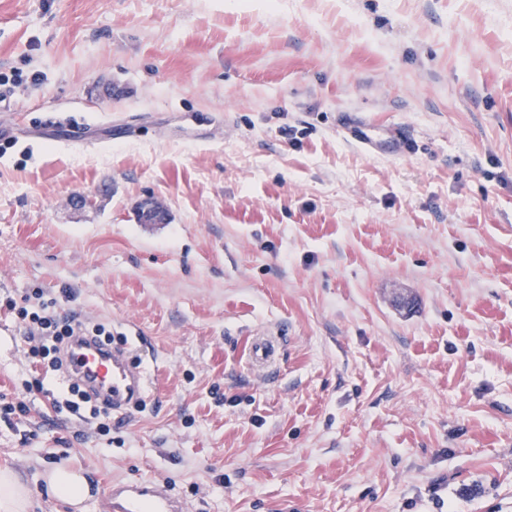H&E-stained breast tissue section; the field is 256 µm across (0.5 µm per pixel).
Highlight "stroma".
Wrapping results in <instances>:
<instances>
[{"mask_svg": "<svg viewBox=\"0 0 512 512\" xmlns=\"http://www.w3.org/2000/svg\"><path fill=\"white\" fill-rule=\"evenodd\" d=\"M346 112L417 151L366 155ZM37 287L146 341L109 435L24 391L6 302ZM20 395L32 512H75L62 464L84 512L141 480L186 512H512V0H0ZM43 478L49 491L70 506L79 508L90 494L87 478L81 471L73 468L57 466L45 472Z\"/></svg>", "mask_w": 512, "mask_h": 512, "instance_id": "obj_1", "label": "stroma"}]
</instances>
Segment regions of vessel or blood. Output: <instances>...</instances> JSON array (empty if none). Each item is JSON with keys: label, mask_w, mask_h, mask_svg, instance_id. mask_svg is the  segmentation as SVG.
<instances>
[{"label": "vessel or blood", "mask_w": 512, "mask_h": 512, "mask_svg": "<svg viewBox=\"0 0 512 512\" xmlns=\"http://www.w3.org/2000/svg\"><path fill=\"white\" fill-rule=\"evenodd\" d=\"M343 128L349 142L372 156L388 152L405 157L415 143L411 134L393 129L377 136L373 125L355 117L345 118ZM65 370L69 381L113 410L136 406L144 398L146 377L130 343L109 346L94 336L71 337ZM110 498L111 512H184L179 499L150 480L113 487Z\"/></svg>", "instance_id": "b4317fda"}]
</instances>
